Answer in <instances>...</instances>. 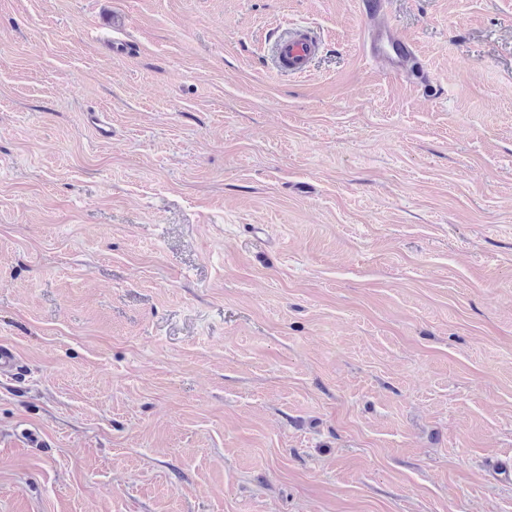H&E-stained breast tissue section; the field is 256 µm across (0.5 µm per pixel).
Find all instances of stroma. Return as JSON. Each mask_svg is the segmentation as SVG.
I'll use <instances>...</instances> for the list:
<instances>
[{"instance_id":"stroma-1","label":"stroma","mask_w":512,"mask_h":512,"mask_svg":"<svg viewBox=\"0 0 512 512\" xmlns=\"http://www.w3.org/2000/svg\"><path fill=\"white\" fill-rule=\"evenodd\" d=\"M358 2L0 0V512H512V0ZM371 1L364 4L370 24L364 32L363 54L387 74L404 77L420 65L415 48L395 35L387 18V0ZM318 49L319 42L309 29L289 27L277 44V70H286L296 77L306 75Z\"/></svg>"}]
</instances>
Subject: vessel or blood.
<instances>
[{
	"label": "vessel or blood",
	"instance_id": "1",
	"mask_svg": "<svg viewBox=\"0 0 512 512\" xmlns=\"http://www.w3.org/2000/svg\"><path fill=\"white\" fill-rule=\"evenodd\" d=\"M369 25L364 32L363 54L393 76H406L419 64L413 45L397 37L388 21L386 0H369L365 6ZM319 49L318 40L304 27L289 28L277 44L279 69L293 76L308 73Z\"/></svg>",
	"mask_w": 512,
	"mask_h": 512
}]
</instances>
